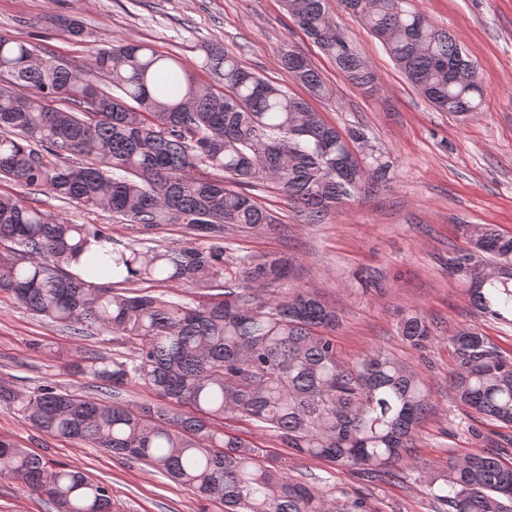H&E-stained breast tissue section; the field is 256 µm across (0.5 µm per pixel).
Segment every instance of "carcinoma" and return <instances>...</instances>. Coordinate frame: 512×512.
I'll use <instances>...</instances> for the list:
<instances>
[{
    "label": "carcinoma",
    "mask_w": 512,
    "mask_h": 512,
    "mask_svg": "<svg viewBox=\"0 0 512 512\" xmlns=\"http://www.w3.org/2000/svg\"><path fill=\"white\" fill-rule=\"evenodd\" d=\"M289 18L365 93L379 90L369 60L336 28L330 0H282ZM381 42L432 106L458 121L481 111L486 89L461 41L436 27L413 0H336ZM201 67L222 85L196 82L174 58L135 41L101 47L83 70L51 51L0 33V177L86 210L151 230L184 224L203 246L114 248L84 255L88 240H110L98 224L52 218L24 197L0 194V293L79 335L134 345V356L91 358L101 387L137 378L157 404H126L43 385L31 393L0 385L37 430L141 461L224 512H370L363 498L326 499L313 486L265 465L254 445L214 426L226 414L263 424L299 456L356 469L366 480L412 464L431 406L418 373L393 354L346 361L331 331L336 310L301 289L262 297L288 279V264L244 256L238 281L195 305L117 285L131 280L210 283L224 275L225 233L279 224L253 190L268 182L317 224L356 194L387 186L392 163L365 152L362 127L341 130L308 101L208 45ZM281 62L309 97L333 89L306 56ZM57 100L62 107L53 106ZM206 166L216 171L200 176ZM469 244L448 255V274L467 285L486 319L512 324V235L491 224H461ZM85 256L82 275L67 271ZM402 340L426 346L424 317L407 313ZM455 397L484 421L512 429V357L476 328L450 338ZM45 495L57 512H112V490L66 464L46 462L0 438V476ZM450 512H512V466L490 451L470 453L426 476Z\"/></svg>",
    "instance_id": "obj_1"
}]
</instances>
